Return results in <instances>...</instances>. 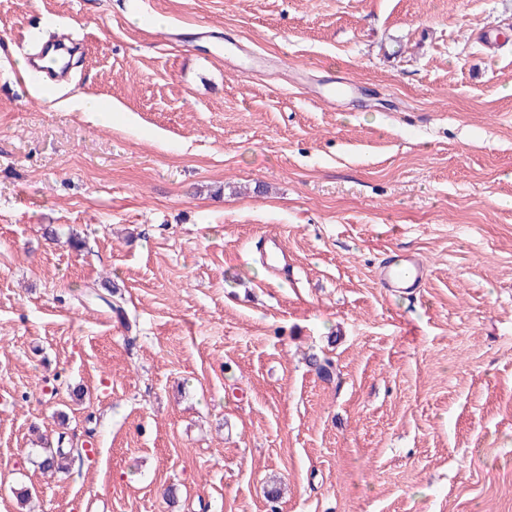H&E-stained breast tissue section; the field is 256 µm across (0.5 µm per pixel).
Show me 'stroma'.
<instances>
[{
	"instance_id": "1",
	"label": "stroma",
	"mask_w": 512,
	"mask_h": 512,
	"mask_svg": "<svg viewBox=\"0 0 512 512\" xmlns=\"http://www.w3.org/2000/svg\"><path fill=\"white\" fill-rule=\"evenodd\" d=\"M25 491L512 512V0H0V512ZM425 277L423 264L414 256L388 255L380 266V284L390 294L415 295Z\"/></svg>"
}]
</instances>
